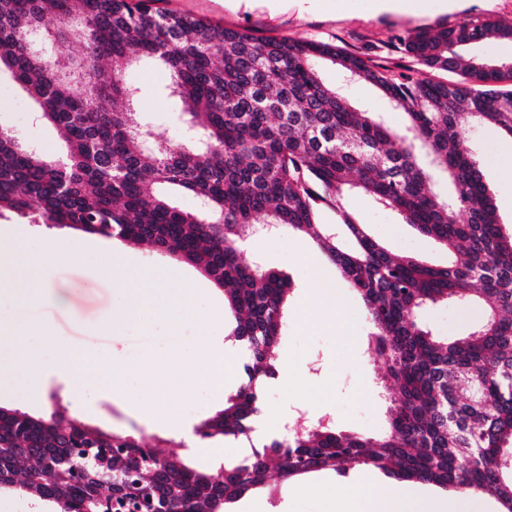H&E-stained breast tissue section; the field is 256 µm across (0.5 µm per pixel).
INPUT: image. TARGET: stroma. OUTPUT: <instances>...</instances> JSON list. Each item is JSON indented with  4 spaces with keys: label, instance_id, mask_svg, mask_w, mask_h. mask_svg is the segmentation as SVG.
Segmentation results:
<instances>
[{
    "label": "stroma",
    "instance_id": "1",
    "mask_svg": "<svg viewBox=\"0 0 512 512\" xmlns=\"http://www.w3.org/2000/svg\"><path fill=\"white\" fill-rule=\"evenodd\" d=\"M147 2L160 11L201 18L227 28H248L261 37L324 41L397 72L413 67L418 76L448 82L460 81V74L415 66L403 50V39L416 29L447 27L465 17L512 23V0H470L467 8L448 13L441 8L442 0H422L424 13L418 17L377 12L375 0H335L330 6L324 5L323 0H244L240 5L227 4L226 0ZM107 66L125 71L137 89L136 110L157 138L179 143L196 137V128L180 119L174 102L162 93L168 74L157 62L130 66L115 58ZM0 128L9 130L44 155L58 158L64 153L65 144L56 130L36 119L32 101L6 72L0 73ZM466 131L483 164L500 222L511 230L512 137L495 128L472 123L467 124ZM344 205L393 253L414 255L432 265H447V252L434 240L399 223L394 215L377 208L363 196H348ZM86 238V233L79 230L24 225L22 234L10 242L18 255L15 274L0 281V287L11 296L10 314L17 320L32 316L24 303V293L33 279L28 261L37 258L43 273L56 290L71 298L78 313L73 320L48 307L41 311V319L59 335L72 338L81 349H113L127 359H142L148 348L164 342L170 331L163 321L143 314L112 335L101 334L99 321L121 307L122 297L112 275H100L96 285H89L90 274L99 272L104 257L103 250L86 247ZM256 241V247L242 252L243 261L259 262L289 277L290 303L311 300L310 286L321 279L330 280L336 290L335 320L308 325L296 313H289L271 362L276 366L288 365L299 382L288 387L267 388V417L284 407H297L301 410L300 421L327 416L338 430L365 438L379 437L388 425L394 391L387 379L386 364L364 342L371 326L359 298L309 237L282 230L259 235ZM130 248L132 260H115V267L141 276L165 270L169 273L168 287L178 288L186 282L197 287L195 305L201 318L180 327L182 345H190L203 331H216L218 325L210 322L208 315L214 305L223 304L222 288L195 266L150 247L135 244ZM419 319L433 335L452 339L467 335L482 324L484 310L479 304L463 305L451 298L425 306ZM344 331L356 336L354 346H340L338 337ZM241 380V372L231 373L220 395L206 386L190 388L178 400L177 424L169 426L151 422L116 398L94 392L82 382L67 383L53 376L48 377L47 397L40 402L20 378H0V407L37 418L61 407L91 428L121 430L144 438L162 451H178L190 467L213 472L222 461L233 460L234 449L226 447L223 457H215L197 448L193 430L223 410L225 397L235 393ZM267 417L256 423L257 431L265 436L272 433ZM363 472V467L357 465L343 476L318 471L286 482L273 477L247 496L227 504L226 509L252 512L250 505L258 498L263 503V512H320L322 503L313 493V486H328L337 499L344 500Z\"/></svg>",
    "mask_w": 512,
    "mask_h": 512
}]
</instances>
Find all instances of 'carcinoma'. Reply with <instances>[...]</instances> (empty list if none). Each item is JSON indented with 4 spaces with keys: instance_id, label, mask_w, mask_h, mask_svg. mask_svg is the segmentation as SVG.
Here are the masks:
<instances>
[{
    "instance_id": "cac0c4a2",
    "label": "carcinoma",
    "mask_w": 512,
    "mask_h": 512,
    "mask_svg": "<svg viewBox=\"0 0 512 512\" xmlns=\"http://www.w3.org/2000/svg\"><path fill=\"white\" fill-rule=\"evenodd\" d=\"M512 41V25L463 18L422 29L404 51L459 83L395 72L336 45L262 38L133 0H0V71L6 70L58 129L66 153L49 160L0 130V217L68 227L147 244L202 269L224 289L247 345L242 382L224 409L199 426V441L251 440L265 407L268 358L288 321V279L242 261L256 225L286 227L314 240L361 297L372 332L367 346L387 364L396 398L377 440L319 421L269 438L215 473L122 432L90 429L60 409L32 417L0 408V491L51 501L57 512H96L104 482L115 498L150 493L156 512H225L274 476L345 474L364 465L405 482L451 486L497 499L512 512V232L499 222L468 121L512 136V60L490 64L461 49ZM74 41V75L37 40ZM151 58L169 73L163 92L201 130L196 142L147 137L136 89L112 58ZM376 87L404 113L395 130L326 85L318 62ZM436 179L448 197L434 193ZM199 199L186 212L170 191ZM357 192L447 250L446 266L395 256L344 206ZM336 223L316 219L318 206ZM467 215L462 222L459 216ZM482 300L486 323L450 340L418 319L428 304ZM481 377L483 397L466 398ZM121 448L79 478V448Z\"/></svg>"
}]
</instances>
